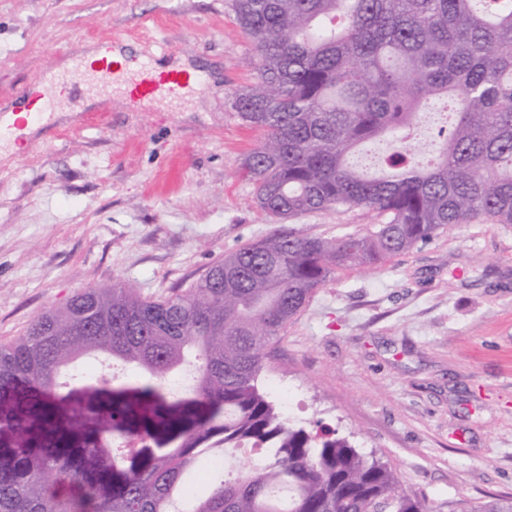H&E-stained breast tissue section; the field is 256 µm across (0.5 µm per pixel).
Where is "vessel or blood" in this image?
I'll list each match as a JSON object with an SVG mask.
<instances>
[{
  "mask_svg": "<svg viewBox=\"0 0 512 512\" xmlns=\"http://www.w3.org/2000/svg\"><path fill=\"white\" fill-rule=\"evenodd\" d=\"M123 38L114 37L100 41L92 61L80 62L71 74L72 79L84 84L122 83L131 96L137 98L165 97L177 100L201 88L205 83L203 73H189L181 69L160 70L146 59L136 60L133 68L124 67L114 60L116 50L124 48ZM20 108L34 109L37 116L54 111L57 102V85L53 82L30 83L17 96Z\"/></svg>",
  "mask_w": 512,
  "mask_h": 512,
  "instance_id": "obj_1",
  "label": "vessel or blood"
}]
</instances>
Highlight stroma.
Masks as SVG:
<instances>
[{"label": "stroma", "mask_w": 512, "mask_h": 512, "mask_svg": "<svg viewBox=\"0 0 512 512\" xmlns=\"http://www.w3.org/2000/svg\"><path fill=\"white\" fill-rule=\"evenodd\" d=\"M113 36L207 81L179 103L82 91L0 149V344L92 285L164 297L250 241L383 221L257 208L240 162L263 134L232 107L255 57L230 0H0V106ZM258 385L291 424L335 429L439 512L512 497V225L444 229L339 269L270 342Z\"/></svg>", "instance_id": "stroma-1"}]
</instances>
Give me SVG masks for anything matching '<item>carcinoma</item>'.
I'll return each mask as SVG.
<instances>
[{"instance_id": "1", "label": "carcinoma", "mask_w": 512, "mask_h": 512, "mask_svg": "<svg viewBox=\"0 0 512 512\" xmlns=\"http://www.w3.org/2000/svg\"><path fill=\"white\" fill-rule=\"evenodd\" d=\"M257 58L233 108L264 133L243 160L258 207L288 219L365 206L366 235H274L182 294L84 289L0 345V512H433L334 432L290 425L258 386L266 348L341 267L371 266L443 228L512 225V0H231ZM448 99L437 157L411 144ZM392 140L378 174L350 156ZM194 348L193 384L171 377ZM129 367L62 371L85 356ZM265 455L245 463L239 452ZM229 465L199 498L198 458ZM456 512H512L492 497Z\"/></svg>"}]
</instances>
